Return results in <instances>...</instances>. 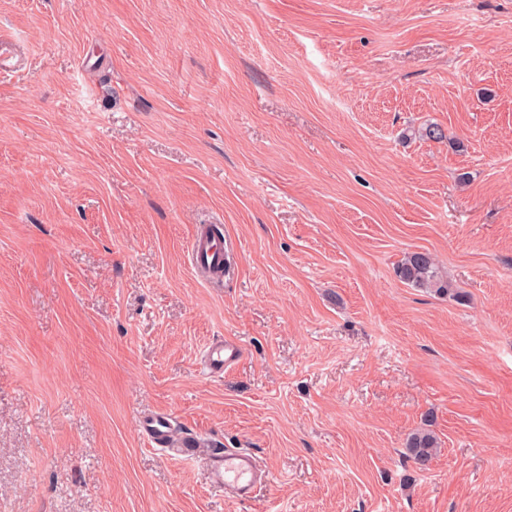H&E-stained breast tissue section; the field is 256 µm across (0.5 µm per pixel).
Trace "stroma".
<instances>
[{
    "mask_svg": "<svg viewBox=\"0 0 512 512\" xmlns=\"http://www.w3.org/2000/svg\"><path fill=\"white\" fill-rule=\"evenodd\" d=\"M0 34V512H512V0H0ZM154 412L269 483L229 499ZM191 262L199 271L221 270L224 267V242L208 235L195 238L191 247ZM401 281L418 288H429L439 295L453 294V288L444 277L434 258L427 252H410L396 268ZM242 357L241 346L229 339L212 341L204 353L206 367L214 375L224 374L233 369L239 364ZM408 456L420 469L426 468L438 451V441L428 429H421L411 435L406 443Z\"/></svg>",
    "mask_w": 512,
    "mask_h": 512,
    "instance_id": "1",
    "label": "stroma"
}]
</instances>
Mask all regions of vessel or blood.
<instances>
[{
    "mask_svg": "<svg viewBox=\"0 0 512 512\" xmlns=\"http://www.w3.org/2000/svg\"><path fill=\"white\" fill-rule=\"evenodd\" d=\"M191 262L202 272L222 269L224 243L200 235L191 247ZM243 357L241 346L229 339L212 341L205 350L207 369L215 375L236 367ZM138 426L155 445L185 460H203L213 486L238 499L253 498L258 485L268 474L256 457L241 448H219L208 445L197 435L178 430L167 417L152 414L140 417Z\"/></svg>",
    "mask_w": 512,
    "mask_h": 512,
    "instance_id": "b4317fda",
    "label": "vessel or blood"
}]
</instances>
